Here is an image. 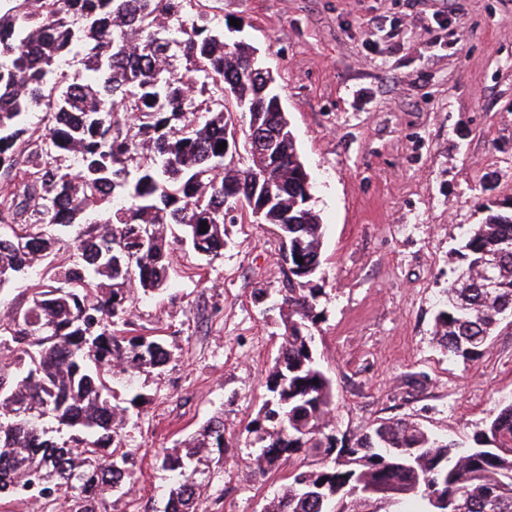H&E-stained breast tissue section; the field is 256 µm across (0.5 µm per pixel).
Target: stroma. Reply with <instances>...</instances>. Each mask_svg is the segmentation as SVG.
Masks as SVG:
<instances>
[{
  "instance_id": "stroma-1",
  "label": "stroma",
  "mask_w": 512,
  "mask_h": 512,
  "mask_svg": "<svg viewBox=\"0 0 512 512\" xmlns=\"http://www.w3.org/2000/svg\"><path fill=\"white\" fill-rule=\"evenodd\" d=\"M230 38L276 79L324 224L313 329L332 381L340 446L382 418L407 417L466 445L512 401V323L484 356L448 358L434 317L461 264L463 228L483 204L512 207V0H206ZM455 21L432 27V15ZM216 258L171 241V279L136 296L137 334L163 336L161 373L136 377L126 423L133 479L111 512H164L156 460L224 417L226 447L205 462L204 512H262L287 467L250 469L247 432L282 342L288 289L270 224H229Z\"/></svg>"
}]
</instances>
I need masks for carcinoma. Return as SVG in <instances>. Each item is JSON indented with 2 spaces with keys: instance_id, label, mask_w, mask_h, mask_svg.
I'll return each instance as SVG.
<instances>
[{
  "instance_id": "carcinoma-1",
  "label": "carcinoma",
  "mask_w": 512,
  "mask_h": 512,
  "mask_svg": "<svg viewBox=\"0 0 512 512\" xmlns=\"http://www.w3.org/2000/svg\"><path fill=\"white\" fill-rule=\"evenodd\" d=\"M201 2L0 0V224L10 229L0 233V288L45 264L27 306L0 319L12 353L0 366V499L110 512L133 477L123 435L141 399L133 377L172 357L163 338L132 335V295L168 285L167 230L214 257L224 224L252 220L288 235V291L267 394L246 427L259 444L251 465L264 476L315 459L288 471L263 512H512V402L466 447L406 418L379 420L347 448L332 441L333 388L311 332L323 224L310 175L256 50L226 40ZM72 58L90 80L61 81ZM30 112L40 126L28 125ZM196 112L204 122L193 123ZM254 128L273 133V150L254 149ZM63 234L72 260L46 263ZM462 251L457 280L470 288L448 286L434 340L465 362L512 317V211L487 208ZM224 445L214 416L179 444L185 453L159 454L168 512H200L209 482L192 462Z\"/></svg>"
}]
</instances>
